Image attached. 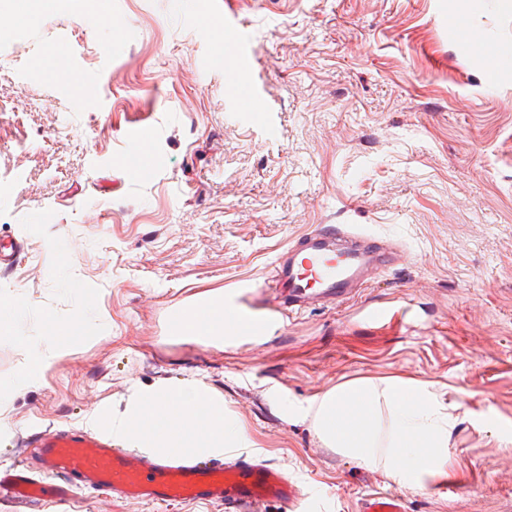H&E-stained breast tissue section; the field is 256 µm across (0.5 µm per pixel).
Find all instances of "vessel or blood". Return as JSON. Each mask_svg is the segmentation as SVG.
Instances as JSON below:
<instances>
[{
	"label": "vessel or blood",
	"mask_w": 512,
	"mask_h": 512,
	"mask_svg": "<svg viewBox=\"0 0 512 512\" xmlns=\"http://www.w3.org/2000/svg\"><path fill=\"white\" fill-rule=\"evenodd\" d=\"M234 95L248 111H269L267 101L247 83L237 84ZM363 234L355 225L327 224L315 229L300 247L277 257L263 285L272 288L292 304L324 299L344 302L365 282L374 265L372 252L356 247ZM252 291L239 288L226 294L223 307L204 303L174 310L168 327L174 334L195 322L199 335H206L215 322L242 336H262L276 326L274 318L255 313ZM43 478L32 477L24 461L0 470V498L18 505L31 502L57 503L71 495L72 482L102 490L112 499L144 503H176L205 500L224 505L226 512H258L276 501L298 512L302 492L282 467L264 464L247 456L229 462L200 464L193 448L156 456L91 431L69 433L49 431L37 439ZM360 512H404L395 494L375 493L361 501Z\"/></svg>",
	"instance_id": "vessel-or-blood-1"
}]
</instances>
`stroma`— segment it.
<instances>
[{
	"mask_svg": "<svg viewBox=\"0 0 512 512\" xmlns=\"http://www.w3.org/2000/svg\"><path fill=\"white\" fill-rule=\"evenodd\" d=\"M465 16L472 40L449 30ZM0 469L33 437L128 411L136 391L206 388L288 470L309 512H358L394 493L405 512H512V0H99L94 19L55 0L16 24L0 0ZM249 39L236 74L215 49ZM72 44L68 81L46 60ZM255 81L267 123L241 111ZM155 137L138 165L129 129ZM319 224L400 243L354 299L308 306L261 342L173 336L200 294L259 284ZM96 315L32 382L46 323ZM375 303L405 315L373 323ZM428 385L457 418L448 476L393 484L338 454L299 409L345 382ZM34 512H224L208 502H111L75 486ZM235 88L234 96L246 103V112H270V106L267 101L258 96L249 83L237 84Z\"/></svg>",
	"mask_w": 512,
	"mask_h": 512,
	"instance_id": "obj_1",
	"label": "stroma"
}]
</instances>
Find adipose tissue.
<instances>
[{
  "instance_id": "obj_1",
  "label": "adipose tissue",
  "mask_w": 512,
  "mask_h": 512,
  "mask_svg": "<svg viewBox=\"0 0 512 512\" xmlns=\"http://www.w3.org/2000/svg\"><path fill=\"white\" fill-rule=\"evenodd\" d=\"M200 387L186 386L171 399L149 392L143 394L134 410L114 421L105 422L112 435L140 448L168 452L176 448L194 447L197 454H221L227 450L247 451L251 443L246 435L224 418V409L210 403L209 418L198 413ZM168 402V412H158L156 405Z\"/></svg>"
}]
</instances>
